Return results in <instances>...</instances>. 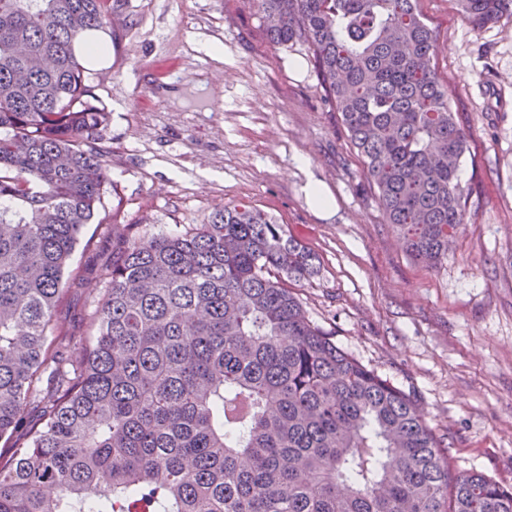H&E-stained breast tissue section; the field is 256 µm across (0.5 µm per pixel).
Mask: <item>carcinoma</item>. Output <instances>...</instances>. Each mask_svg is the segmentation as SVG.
I'll list each match as a JSON object with an SVG mask.
<instances>
[{"label":"carcinoma","mask_w":512,"mask_h":512,"mask_svg":"<svg viewBox=\"0 0 512 512\" xmlns=\"http://www.w3.org/2000/svg\"><path fill=\"white\" fill-rule=\"evenodd\" d=\"M318 65L386 219L434 268L465 223L467 135L416 0H251ZM476 29L512 0H459ZM122 0H0V512H512L416 404L312 322L317 272L247 206L141 240L114 193L89 341L58 312L110 184L108 115L74 52ZM42 417L30 425L25 409Z\"/></svg>","instance_id":"cac0c4a2"}]
</instances>
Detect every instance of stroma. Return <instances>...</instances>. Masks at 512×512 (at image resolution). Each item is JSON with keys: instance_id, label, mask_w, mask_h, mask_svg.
Here are the masks:
<instances>
[{"instance_id": "stroma-1", "label": "stroma", "mask_w": 512, "mask_h": 512, "mask_svg": "<svg viewBox=\"0 0 512 512\" xmlns=\"http://www.w3.org/2000/svg\"><path fill=\"white\" fill-rule=\"evenodd\" d=\"M431 65L468 148L466 222L438 267L414 261L331 105L306 44L267 38L248 0H128L107 74L108 173L150 236L245 204L319 259L293 283L307 316L413 399L457 472L512 487V15L476 30L458 0H418ZM220 46L222 59L207 48ZM331 192L329 211L306 188ZM109 225H86L61 322L88 334Z\"/></svg>"}]
</instances>
